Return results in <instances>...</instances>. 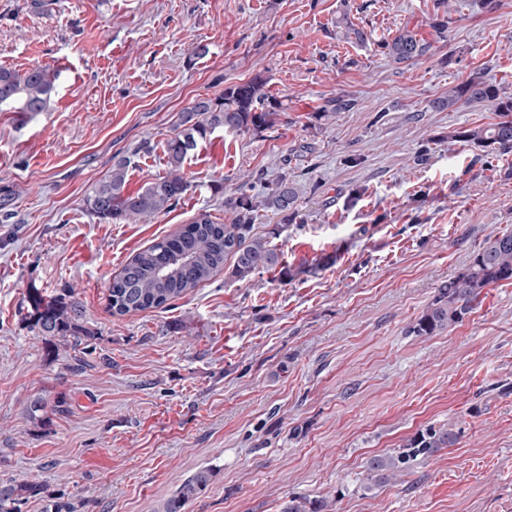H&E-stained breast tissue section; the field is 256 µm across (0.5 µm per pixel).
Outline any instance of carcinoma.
Here are the masks:
<instances>
[{
  "instance_id": "obj_1",
  "label": "carcinoma",
  "mask_w": 512,
  "mask_h": 512,
  "mask_svg": "<svg viewBox=\"0 0 512 512\" xmlns=\"http://www.w3.org/2000/svg\"><path fill=\"white\" fill-rule=\"evenodd\" d=\"M387 56L406 66L428 51L424 39L407 28L382 42ZM55 77L45 67H33L20 75L0 68V107L22 100L21 111L41 112L54 87ZM269 78L256 76L224 88L215 98H196L180 113V131L165 144L169 172L136 193L125 190L129 160L117 159L108 178L96 184L85 197V206L99 222L131 224L137 220L165 213L190 189L183 175L185 159L199 142L216 130L232 133L262 131L271 127L282 111V104L268 90ZM487 103L498 112L499 120L478 128H459L448 138L491 148L500 156L512 154V95L480 74H472L431 102L436 111H454L463 104ZM351 100L333 98L322 107L321 115L346 112L354 108ZM254 181L242 177L236 195L225 202L233 214L228 224L215 222L211 214L200 213L173 234L166 235L147 249L132 256L108 287V305L114 316H124L153 308H165L209 281L232 260L231 275L240 281L255 273L281 267L284 277L292 276L283 266L281 255L266 237L253 233L262 207L279 217L271 236H276L299 216L300 190L288 174L265 188L257 200ZM512 282V233L489 236L473 256L465 272L442 285L432 304L415 320L410 332L432 336L464 320L480 302L483 291L502 282ZM30 309L23 320L46 343L72 342L74 346L92 347L93 333L83 326L82 308L64 295L47 296L36 292L30 297ZM453 430L429 426L407 439L391 454L375 456L367 465L374 482H386L407 471L419 455L431 454L454 445ZM210 471L201 469L169 500L165 512H182L185 503L206 488ZM43 486L29 481L0 480V512H22V506L40 499ZM75 500L45 501V512H80ZM324 505L299 497H290L281 512H322Z\"/></svg>"
}]
</instances>
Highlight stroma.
<instances>
[{
	"mask_svg": "<svg viewBox=\"0 0 512 512\" xmlns=\"http://www.w3.org/2000/svg\"><path fill=\"white\" fill-rule=\"evenodd\" d=\"M446 8L441 34L437 0H0V67L58 74L45 111L0 110V480L82 512H164L201 468L185 512H280L289 496L325 512H512V282L455 327L408 331L489 235L512 232V155L490 164L448 138L497 113L430 106L472 73L512 94V0ZM344 13L366 45L337 33ZM405 28L430 46L411 66L380 46ZM258 74L284 106L273 127L199 142L168 212L88 213L114 159L140 190L167 173L190 102ZM341 95L355 109L321 117ZM285 172L302 220L272 244L292 277L224 269L170 307L111 314L134 254L203 211L229 223L238 177ZM36 289L80 302L92 355L28 328ZM442 424L453 447L368 480L370 458ZM210 477L211 474L208 469H201L196 472L182 485L178 495L167 502L165 512H181L187 501L206 488Z\"/></svg>",
	"mask_w": 512,
	"mask_h": 512,
	"instance_id": "obj_1",
	"label": "stroma"
}]
</instances>
